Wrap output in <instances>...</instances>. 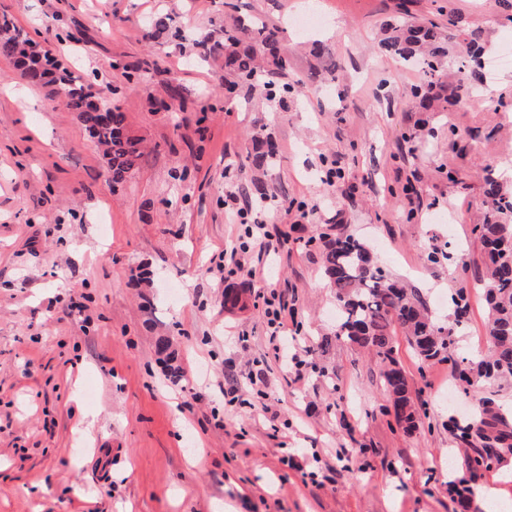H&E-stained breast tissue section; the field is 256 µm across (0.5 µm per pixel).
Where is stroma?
<instances>
[{"mask_svg":"<svg viewBox=\"0 0 512 512\" xmlns=\"http://www.w3.org/2000/svg\"><path fill=\"white\" fill-rule=\"evenodd\" d=\"M225 0H0V15L127 114L144 139L138 170L113 184L101 148L47 88L0 59V512H456L448 466L459 461L448 417L494 395L512 408V378L462 392L448 363L419 367L404 337L397 359L424 404L419 429L383 413L380 363L356 346L320 350L336 301L309 238L349 232L377 265L440 314L465 290L462 345L491 347L480 218L495 171L512 188V0H414L421 22L448 27L443 80L465 96L421 110L423 75L383 53L400 0H236L238 16L279 30L294 66L271 76L287 94L224 89L221 64L194 41L222 38ZM319 29L296 26L307 7ZM170 14L183 45L149 26ZM480 31L477 76L459 73ZM330 55L316 59L314 41ZM180 99H171L170 86ZM277 152L252 167L254 134ZM269 199L245 193L251 179ZM273 233L232 272L238 209ZM462 243L468 266L434 258ZM250 290L224 309V291ZM284 303L287 370L268 341L260 294ZM172 337L183 378L171 383L155 339ZM265 407L225 406L223 389ZM302 470H284L282 450ZM470 512L512 505V457L486 473Z\"/></svg>","mask_w":512,"mask_h":512,"instance_id":"1","label":"stroma"}]
</instances>
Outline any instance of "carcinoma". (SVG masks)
<instances>
[{"instance_id":"1","label":"carcinoma","mask_w":512,"mask_h":512,"mask_svg":"<svg viewBox=\"0 0 512 512\" xmlns=\"http://www.w3.org/2000/svg\"><path fill=\"white\" fill-rule=\"evenodd\" d=\"M150 25L156 37L181 38L167 14L155 15ZM446 39L448 34L433 22L407 23L385 38L381 48L405 62L422 63L432 75L438 69ZM30 43L27 34L8 17L0 18V58L12 62L27 81L48 86L50 82L42 81L39 71L51 62V57L46 52H34ZM197 54L205 60H224V85L246 83L271 99L277 91L264 81L265 73L283 75L292 68L291 57L278 46V30L264 22L226 26L224 40L197 43ZM60 89L69 109L78 114L91 137L103 148L112 182L120 183L135 172L143 156L142 139L127 131L126 113L114 107L101 116L92 92L75 82L68 72L58 87L51 88V93L55 95ZM254 140L253 166L267 169L273 164L272 144L258 135ZM486 194L483 222L471 229L485 265L484 298L492 341V349L486 355L463 356L459 352L456 336L469 315L464 293L451 297L452 321L440 323L415 289L393 279L373 261L364 241L341 233L306 242L308 246L321 242L322 273L333 288L338 310L334 336L323 337L320 348L325 349L336 340L373 352L383 364V386L396 409L395 422L406 431L416 427L418 410L408 378L394 358L395 336L406 337L420 365L437 360L455 368L465 393L479 382L512 377V190L491 181ZM155 348L169 377L178 380L181 367L171 338L157 337ZM448 422L455 438L465 447L459 463L461 474L448 479V494L460 512H468L476 478L512 455V410L486 397L477 401L469 413L449 416Z\"/></svg>"}]
</instances>
